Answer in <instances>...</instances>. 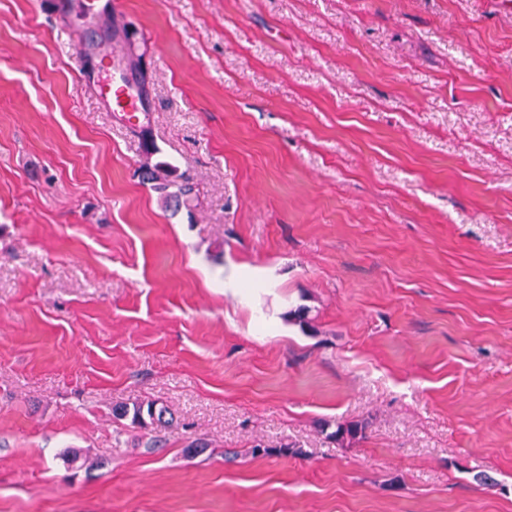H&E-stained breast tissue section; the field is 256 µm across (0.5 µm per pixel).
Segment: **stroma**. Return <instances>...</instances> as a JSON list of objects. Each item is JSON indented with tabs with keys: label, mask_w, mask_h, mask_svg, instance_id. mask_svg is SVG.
Returning <instances> with one entry per match:
<instances>
[{
	"label": "stroma",
	"mask_w": 512,
	"mask_h": 512,
	"mask_svg": "<svg viewBox=\"0 0 512 512\" xmlns=\"http://www.w3.org/2000/svg\"><path fill=\"white\" fill-rule=\"evenodd\" d=\"M85 3L0 0V512H512L507 0H98L134 126ZM95 90L109 112H123V116L131 124L139 123V115L146 112V106L128 82L99 79ZM144 180L152 184L154 190H157L165 196H170L179 204L182 201L189 204L193 197L194 185L191 178L182 173L175 175L176 166L169 162H157L154 165L147 164L145 167ZM168 410L164 406H157V402L149 401L147 403H133L132 406V423L138 425H145V415L150 420L151 425L156 427L165 428L170 426L172 418H167ZM366 424L363 422H352L338 425L336 430L328 435L336 443L344 445L355 443L365 437Z\"/></svg>",
	"instance_id": "obj_1"
}]
</instances>
